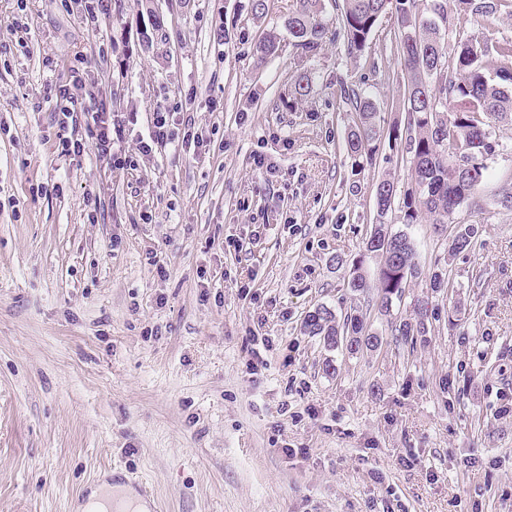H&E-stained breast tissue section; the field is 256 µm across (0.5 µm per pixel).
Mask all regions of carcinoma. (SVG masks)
Segmentation results:
<instances>
[{"mask_svg":"<svg viewBox=\"0 0 512 512\" xmlns=\"http://www.w3.org/2000/svg\"><path fill=\"white\" fill-rule=\"evenodd\" d=\"M458 2L464 5L467 20L483 30L498 20L504 6V0ZM448 3L429 0L426 10L433 18L425 20L420 0H343L338 17L348 55L355 57L365 49L381 17L395 13L407 83L402 96L404 128H393L389 136L405 140L411 164V188L404 191L401 207L407 219L423 211L431 224L451 223L456 209L476 193L487 175L486 159L499 147L492 127L512 124V41L499 42L492 50L483 36L450 44L441 28L448 21ZM284 26L302 58L316 55L335 35L333 24L321 15V0H299ZM310 80L306 72L290 75L294 98L306 96ZM344 100L357 117L344 140L345 150L370 159L384 136L376 122L375 103L355 87L344 90ZM396 196L391 178L375 184L376 224L366 242L367 251L381 258L376 288L387 312L393 300H402L408 280L421 275L409 237L387 228ZM473 233L465 224L456 225L451 250L470 248ZM418 314L421 319L414 324L401 321L392 326L396 342L412 344L414 337L425 335L426 310L420 306ZM304 328L324 347H341L350 354L381 344L379 336L365 331L360 316L350 315L338 325L324 307L307 315Z\"/></svg>","mask_w":512,"mask_h":512,"instance_id":"cac0c4a2","label":"carcinoma"}]
</instances>
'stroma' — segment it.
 I'll use <instances>...</instances> for the list:
<instances>
[{
    "label": "stroma",
    "instance_id": "stroma-1",
    "mask_svg": "<svg viewBox=\"0 0 512 512\" xmlns=\"http://www.w3.org/2000/svg\"><path fill=\"white\" fill-rule=\"evenodd\" d=\"M295 7L112 0L95 32L61 0H0V512H81L116 473L161 512H512V127L452 223L389 214L421 275L383 312L350 279L377 278L373 187L407 188L410 156L385 140L355 163L340 88L365 89L381 127L403 121L397 24L383 16L358 58L336 36L302 59L282 34ZM271 30L279 51L259 59ZM77 54L126 122L131 169L92 146L56 159L55 88ZM296 70L315 73L301 100ZM159 103L209 143L139 154ZM458 224L477 233L452 254ZM419 304L425 336L395 345ZM319 306L360 313L380 345L326 349L303 329Z\"/></svg>",
    "mask_w": 512,
    "mask_h": 512
}]
</instances>
